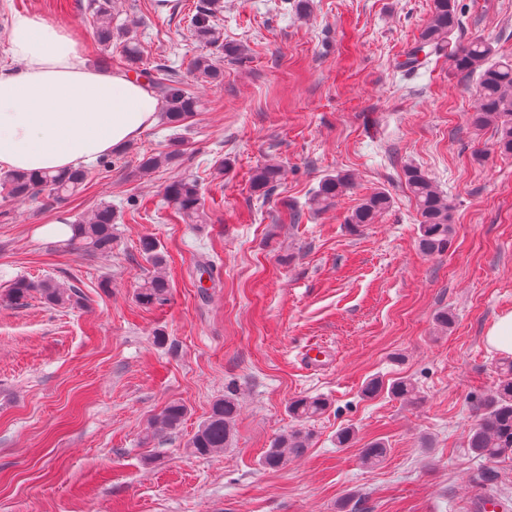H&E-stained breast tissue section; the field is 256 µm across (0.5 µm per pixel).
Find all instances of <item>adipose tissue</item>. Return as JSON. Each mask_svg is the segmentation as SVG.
<instances>
[{
    "label": "adipose tissue",
    "mask_w": 512,
    "mask_h": 512,
    "mask_svg": "<svg viewBox=\"0 0 512 512\" xmlns=\"http://www.w3.org/2000/svg\"><path fill=\"white\" fill-rule=\"evenodd\" d=\"M0 70V171L48 173L97 161L150 127L159 100L145 81L88 66L69 30L15 16Z\"/></svg>",
    "instance_id": "1"
}]
</instances>
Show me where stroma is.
Listing matches in <instances>:
<instances>
[{"label":"stroma","instance_id":"obj_1","mask_svg":"<svg viewBox=\"0 0 512 512\" xmlns=\"http://www.w3.org/2000/svg\"><path fill=\"white\" fill-rule=\"evenodd\" d=\"M160 14L155 0H116L133 20L147 68L191 80V60L212 55L217 84L188 127L155 122L123 148L111 172L89 164L85 190L63 204L0 196V291L5 279L51 278L79 288L72 307L39 295L0 301V512H475L495 494L512 508V460L488 461L466 442L473 401L495 385L499 353L484 342L512 311V157L494 131L466 122L475 77L441 60L398 69L429 15L430 0H222L216 26L228 59L199 42L198 0ZM459 41L480 38L512 56V0H458ZM87 0H0V68L13 67L7 32L16 14L68 26L88 63L97 47ZM181 137L170 170L137 174L143 155ZM279 164L280 185L257 201V166ZM421 167L454 205L449 249L418 246V215L403 169ZM354 187L323 211L309 200L329 174ZM199 183L207 221L184 223L161 199L170 178ZM386 189L390 211L351 227L358 199ZM136 198L137 209L126 208ZM108 201L119 211L110 256L61 251L42 228ZM167 256V301L151 310L134 293L145 275L140 239ZM215 263L207 292L196 268ZM455 315L441 330V310ZM315 345L329 358L302 356ZM410 378L411 407L372 378ZM239 411L224 453L198 457L187 443L213 402ZM321 396L306 422L312 444L285 468L260 459L295 428L289 402ZM171 401L188 409L174 431L149 425ZM353 428L346 447L337 432ZM387 455L363 465L362 448Z\"/></svg>","mask_w":512,"mask_h":512}]
</instances>
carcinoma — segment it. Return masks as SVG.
I'll return each mask as SVG.
<instances>
[{
    "mask_svg": "<svg viewBox=\"0 0 512 512\" xmlns=\"http://www.w3.org/2000/svg\"><path fill=\"white\" fill-rule=\"evenodd\" d=\"M220 0H201L191 19L196 39L220 49L224 44L213 24ZM113 0H89L87 12L94 40L100 49L98 66L112 68V43L122 49V62L136 76H147L148 84L163 104L160 113L164 123L178 128L194 117L199 108L196 92L187 88L178 73L166 66L149 72L143 67V51L130 36L133 22L112 26ZM461 24V12L457 0H432L429 17L420 30L413 45L405 53V59L397 63L399 68L414 69L445 59L459 72L478 76L475 102L467 115L468 124L476 130L491 127L495 131L494 147L502 155H512V60L494 58L493 45L485 40L474 39L466 43L454 40ZM226 49V48H224ZM228 55L236 50L226 49ZM196 80L205 83L221 81L223 69L214 65L211 58L201 56L190 64ZM181 156L180 141L174 140L168 150L142 158L139 171L155 172L174 167ZM89 174L82 168L61 170L56 173L31 175L7 172L0 175V192L8 198H36L46 192L55 203L62 204L80 193L87 185ZM282 169L278 165L265 164L253 171L252 191L266 197L270 190L280 184ZM405 183L414 199L419 215L420 250L431 255L444 251L452 242L454 229V207L435 181L421 168L407 165L404 168ZM352 176L336 173L325 176L312 197V205L318 210L332 206L336 199L353 189ZM165 196L176 206L182 219L196 223L203 218L204 210L198 183L194 179L179 178L165 186ZM391 205L390 195L380 189L362 196L345 223L354 227L373 224ZM117 215L110 203L100 204L92 214L67 223L70 235L61 241L64 249L80 248L89 255L107 256L112 253V224ZM140 252L152 271L143 279L136 291V301L149 309L167 300L170 288L166 276L167 256L160 250L156 240L145 236L140 240ZM37 292L45 301L60 307L80 303V293L74 287H65L52 280L38 282L18 277L8 288L7 299L21 304L31 293ZM389 392L397 399L411 405H419L423 396L409 380L400 378L392 382ZM325 399L300 396L288 405V413L298 422H307L324 412ZM475 423L467 433V447L485 460L494 461L512 458V361L504 364L494 389L473 405ZM187 415L184 404L168 403L152 422L154 432L177 429ZM237 415V402L231 395L216 400L209 416L199 424L187 444L190 452L199 457L221 453L229 447ZM310 434L295 428L279 436L262 458L264 467L281 469L292 457L302 456L310 448ZM386 446L374 441L362 451L363 464L375 467L384 460Z\"/></svg>",
    "mask_w": 512,
    "mask_h": 512,
    "instance_id": "obj_1",
    "label": "carcinoma"
}]
</instances>
